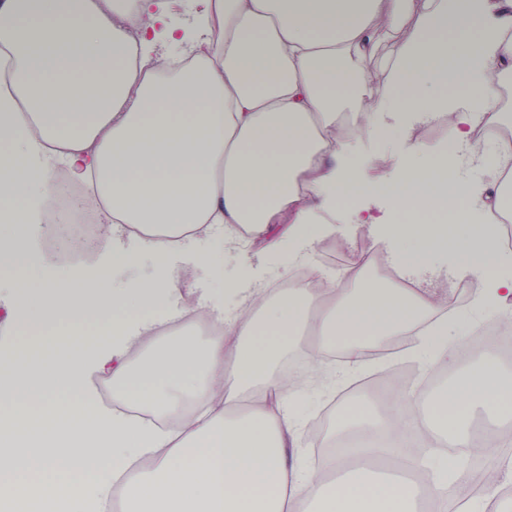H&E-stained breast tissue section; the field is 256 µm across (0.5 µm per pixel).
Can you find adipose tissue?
I'll list each match as a JSON object with an SVG mask.
<instances>
[{"instance_id":"adipose-tissue-1","label":"adipose tissue","mask_w":512,"mask_h":512,"mask_svg":"<svg viewBox=\"0 0 512 512\" xmlns=\"http://www.w3.org/2000/svg\"><path fill=\"white\" fill-rule=\"evenodd\" d=\"M384 80L375 82L371 61ZM512 74V0H206L192 25L158 0H0V224L40 222L60 199L56 176L91 186L109 226L105 261L31 285L26 242L0 239V283L21 326L111 310L85 332L61 329L0 347V487L13 512H420L416 489L369 470L327 484L299 469L303 430L289 412L304 394L276 368L295 343L324 370L340 349L353 370L365 350L412 334L423 370L448 362L460 315L440 312L442 269L479 286L477 306L512 317V251L490 212L512 211V152L481 145L480 174L441 196L411 181L396 201L415 214L458 206L460 236L434 224H389L372 206L346 210L342 189L366 169L360 142L409 140L420 124L470 144ZM358 113L351 135L336 115ZM366 224L399 278L382 286L358 258L324 295L268 296L251 265L222 281L237 228L305 262L337 217ZM224 284L203 310L221 335L167 336L172 255ZM234 309H226L225 296ZM121 401L146 399L152 421L91 411L89 375ZM49 422L53 440L12 436L11 417ZM512 388L480 360L430 404L412 389L394 414L351 404L330 435L365 427L385 438L365 459L434 460L430 497L457 512H496L512 483L500 463L479 488L449 473L446 443L504 447ZM482 418L481 435L473 420Z\"/></svg>"}]
</instances>
